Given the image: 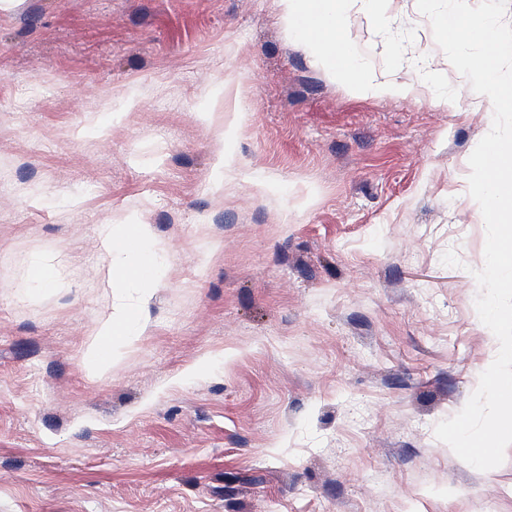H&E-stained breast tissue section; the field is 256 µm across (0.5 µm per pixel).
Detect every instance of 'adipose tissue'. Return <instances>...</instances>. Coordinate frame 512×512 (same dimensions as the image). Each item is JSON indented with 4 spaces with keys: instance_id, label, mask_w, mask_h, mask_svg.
Instances as JSON below:
<instances>
[{
    "instance_id": "adipose-tissue-1",
    "label": "adipose tissue",
    "mask_w": 512,
    "mask_h": 512,
    "mask_svg": "<svg viewBox=\"0 0 512 512\" xmlns=\"http://www.w3.org/2000/svg\"><path fill=\"white\" fill-rule=\"evenodd\" d=\"M293 29L307 41L322 62L343 57L336 67V74H348L359 68L361 62L353 53L347 38L337 37L336 32L347 22L346 0H282ZM102 246L107 255L113 256L110 276L127 283L142 284L153 280L158 271V259L164 252L157 244L149 225L104 224L99 228ZM145 300L135 304H121L101 319L94 328L91 358L97 366H107L115 347L131 337L141 335L147 327L144 318Z\"/></svg>"
}]
</instances>
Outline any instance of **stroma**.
<instances>
[{"label":"stroma","mask_w":512,"mask_h":512,"mask_svg":"<svg viewBox=\"0 0 512 512\" xmlns=\"http://www.w3.org/2000/svg\"><path fill=\"white\" fill-rule=\"evenodd\" d=\"M347 12L414 94L350 89L281 0H0V512H512V446L481 472L434 434L499 349L488 109L417 0ZM108 223L166 250L146 334L92 373L131 295Z\"/></svg>","instance_id":"1"}]
</instances>
